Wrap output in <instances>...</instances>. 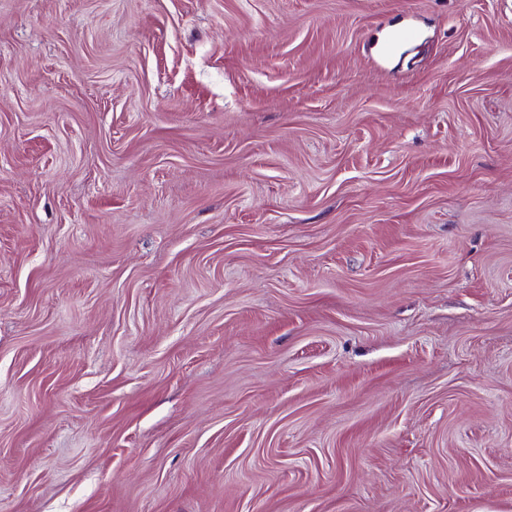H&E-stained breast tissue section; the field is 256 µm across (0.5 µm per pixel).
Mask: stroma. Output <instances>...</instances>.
I'll return each instance as SVG.
<instances>
[{"label": "stroma", "mask_w": 512, "mask_h": 512, "mask_svg": "<svg viewBox=\"0 0 512 512\" xmlns=\"http://www.w3.org/2000/svg\"><path fill=\"white\" fill-rule=\"evenodd\" d=\"M0 512H512V0H0Z\"/></svg>", "instance_id": "1"}]
</instances>
